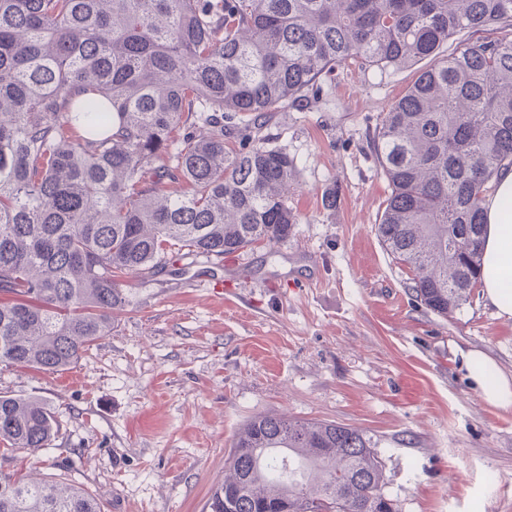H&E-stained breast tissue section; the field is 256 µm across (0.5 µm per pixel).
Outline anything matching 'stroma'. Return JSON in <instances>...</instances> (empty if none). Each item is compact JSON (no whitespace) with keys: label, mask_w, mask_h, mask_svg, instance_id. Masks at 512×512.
<instances>
[{"label":"stroma","mask_w":512,"mask_h":512,"mask_svg":"<svg viewBox=\"0 0 512 512\" xmlns=\"http://www.w3.org/2000/svg\"><path fill=\"white\" fill-rule=\"evenodd\" d=\"M428 65L343 64L253 130L295 164L288 239L129 279L111 335L66 371L0 364V393L60 421L50 449L0 471L73 481L103 512H203L239 429L276 414L366 431L399 512H512V409L460 357L484 349L512 375V318L478 290L430 312L375 232L389 187L373 135Z\"/></svg>","instance_id":"1"}]
</instances>
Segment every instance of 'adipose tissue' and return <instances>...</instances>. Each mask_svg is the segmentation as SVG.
<instances>
[{"instance_id": "1", "label": "adipose tissue", "mask_w": 512, "mask_h": 512, "mask_svg": "<svg viewBox=\"0 0 512 512\" xmlns=\"http://www.w3.org/2000/svg\"><path fill=\"white\" fill-rule=\"evenodd\" d=\"M483 207L482 295L499 316L512 318V169L501 173ZM461 358L468 378L490 404L512 408V377L496 372L486 351L470 348L462 351Z\"/></svg>"}]
</instances>
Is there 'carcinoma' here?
<instances>
[{
  "mask_svg": "<svg viewBox=\"0 0 512 512\" xmlns=\"http://www.w3.org/2000/svg\"><path fill=\"white\" fill-rule=\"evenodd\" d=\"M512 0H0V364L57 373L112 334L126 278L288 238L295 165L250 140L350 60L429 59L373 139L390 193L376 234L447 318L482 264V203L512 167ZM245 141L224 144V122ZM44 401L0 395V447H50ZM378 442L260 415L208 512H398ZM0 512H102L81 486L0 473ZM511 22L502 23L496 25L486 31H478L476 33L460 34L448 40V54L453 52L458 43L462 39H468L470 41H481L482 39H497V38H512V26Z\"/></svg>",
  "mask_w": 512,
  "mask_h": 512,
  "instance_id": "obj_1",
  "label": "carcinoma"
}]
</instances>
